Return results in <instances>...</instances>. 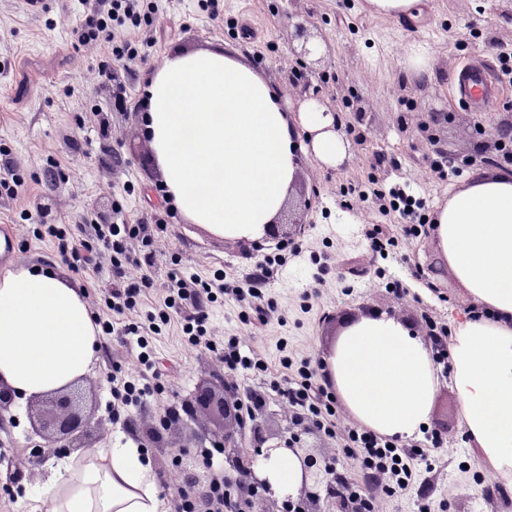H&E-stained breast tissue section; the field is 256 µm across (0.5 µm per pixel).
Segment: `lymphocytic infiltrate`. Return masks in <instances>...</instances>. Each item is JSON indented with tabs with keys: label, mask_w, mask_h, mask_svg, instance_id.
I'll use <instances>...</instances> for the list:
<instances>
[{
	"label": "lymphocytic infiltrate",
	"mask_w": 512,
	"mask_h": 512,
	"mask_svg": "<svg viewBox=\"0 0 512 512\" xmlns=\"http://www.w3.org/2000/svg\"><path fill=\"white\" fill-rule=\"evenodd\" d=\"M79 22L73 38L79 44L106 45L111 64L102 65L99 74L113 87L116 102H125L127 88L118 68L146 62L154 53L157 40L151 28L158 8L156 0H78ZM371 199L382 217L381 223L365 224L361 233L376 252L398 244L400 239L418 236L416 219L425 207L423 198L415 196L409 184L399 181L380 183L369 178ZM168 224L166 215L157 213L136 220L128 219L123 203H115L108 224H87L83 236L94 239V246H70L68 228L63 224H42L34 228L37 238L57 240L61 253L71 256L75 269L98 266L100 251L110 256L112 286L106 289L92 313L102 332L115 336L118 359L112 368V411L121 414L144 404L147 396L160 387L169 368L156 359L152 343L168 335L172 323H179L181 345L219 357L225 369L238 378H269L271 391L282 396L293 413L334 437L342 457L357 460L360 479L353 480L347 471H339L337 488L354 502L357 512H373L377 488L388 496L403 497L419 482L421 472L433 468L431 449L441 448L438 434L429 437V449L415 443L391 441L374 431L341 421L336 410V396L323 362H312L279 339L278 368H271L263 350L242 343L238 337L219 338L207 328L209 311L223 299L232 300L238 316L246 320L252 334H260L277 310L273 299L262 290L263 283L274 279L278 271L262 266L260 273L246 282L228 280L223 270L212 277L188 272H173L163 284L149 276L131 282L126 269L153 260V244Z\"/></svg>",
	"instance_id": "lymphocytic-infiltrate-1"
}]
</instances>
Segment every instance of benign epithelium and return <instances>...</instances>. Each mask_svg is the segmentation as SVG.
I'll return each mask as SVG.
<instances>
[{
    "mask_svg": "<svg viewBox=\"0 0 512 512\" xmlns=\"http://www.w3.org/2000/svg\"><path fill=\"white\" fill-rule=\"evenodd\" d=\"M290 41L297 42L292 47L296 69L292 71L289 85L300 101L313 99L319 104L325 101L317 90L311 89L306 75L314 74L333 53V46L319 30L305 26L296 27ZM355 124L341 126L334 122L337 131L350 135L355 125L363 124L367 109L362 100L352 107ZM512 116L504 114L491 126L486 127L479 120L471 125V135L480 138L481 147H473L467 159H497V164L512 163ZM292 224H268L265 237L277 240L284 247L293 241ZM84 393L80 380H75L65 388L51 391L30 400L28 416L33 422L37 435L46 441H63L68 448L88 447L87 438L92 429V415L84 410ZM188 417L195 419L206 417L220 423V429L210 440L213 447L225 448L224 483L232 488L242 487L239 491L242 512H326V508L338 504V512H351L350 503L336 493V470L316 448L300 445L298 433L293 428L302 425L303 419L292 416L285 432H273L266 423H257L252 428V452L247 462L232 452L236 447L237 436L244 429L242 401L230 395L227 384L218 386H199L186 403ZM293 456L301 471V487L297 495L282 496V501L273 499V491L268 478H261L257 471L268 468L279 459ZM180 457L178 491L186 492L193 500L195 512L211 510V477L201 469L196 457L185 447L177 450Z\"/></svg>",
    "mask_w": 512,
    "mask_h": 512,
    "instance_id": "obj_1",
    "label": "benign epithelium"
}]
</instances>
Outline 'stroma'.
<instances>
[{
    "instance_id": "obj_1",
    "label": "stroma",
    "mask_w": 512,
    "mask_h": 512,
    "mask_svg": "<svg viewBox=\"0 0 512 512\" xmlns=\"http://www.w3.org/2000/svg\"><path fill=\"white\" fill-rule=\"evenodd\" d=\"M158 6L152 24L156 50L128 74V106L116 112L112 86L99 75L108 59L106 47L83 46L71 38L78 22L72 0H58L39 16L29 14L22 0H0V143L10 146L15 164L27 175L15 197H0V225H13L17 235V264L62 274L82 291L87 305H94L100 291L112 283L108 254L100 256V271H75L50 241L35 239L21 213H36L47 203L59 223L75 228L90 223L95 211L111 210L129 180L140 187L139 194L127 199L130 218L163 208L156 191L163 178L149 163L143 133L144 88L151 75L170 52L218 44L239 51L278 93H285L293 65L289 34L295 24L310 21L334 47L324 74L312 76L311 83L343 120L353 101L369 102V122L362 127L368 147L352 149L349 161L338 170L311 158L301 162L306 203L297 206L293 218L305 228L290 245L294 258L271 284L278 296L279 319L262 342L269 360H278L276 343L281 337L312 360L325 359L350 312L361 306L396 318L420 339L430 321L450 325L469 310L456 281L438 286L429 269L437 252L432 232L405 243L399 255L383 257L371 251L360 227L379 223L380 218L361 196L367 188L361 177L370 173L382 183L411 181L426 199V222L438 204L447 202L454 179L430 172L435 147L418 124L429 112L459 111L453 85L461 63L490 59L493 48L512 41V18L504 16L506 0H438L435 11L398 18L370 13L367 0H224V17L216 21L199 12L197 0H159ZM417 55L427 60L430 74H412L411 59ZM103 124L108 127L104 136L99 133ZM75 143L80 151H72ZM378 153L395 157L398 168L373 167ZM117 156L124 167L114 166ZM50 158L63 170L52 185L42 180ZM154 249L148 273L159 284L174 271L189 270L206 278L217 268L241 280L278 253L274 242L259 249L178 217L158 236ZM319 276L330 283L328 295L304 309L301 296ZM111 342V337H100L86 374L96 390L94 416L102 423L101 436L90 439L96 449L127 439L109 407ZM156 350L159 356L181 360L182 368L161 391L148 396L133 418L137 444L150 458L159 491L170 503L177 491L174 458L154 448L146 426L196 387L219 384L224 366L214 356L181 349L167 337L157 341ZM427 428L443 440L434 470L401 499L378 494L374 512H512V486L503 487L492 467L480 460L449 382L439 386ZM39 444L42 439L27 414L0 416V448L9 450L11 464L22 476L16 485L0 479V498L17 496L16 512H23L28 492L43 484L50 467L66 455L59 446L36 452Z\"/></svg>"
}]
</instances>
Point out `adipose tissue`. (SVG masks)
<instances>
[{
  "label": "adipose tissue",
  "mask_w": 512,
  "mask_h": 512,
  "mask_svg": "<svg viewBox=\"0 0 512 512\" xmlns=\"http://www.w3.org/2000/svg\"><path fill=\"white\" fill-rule=\"evenodd\" d=\"M145 133L181 216L228 238L261 236L288 199L300 155L340 167L349 143L305 102L289 118L256 68L216 46L176 51L145 90ZM437 244L478 313L456 324L449 376L483 462L512 485V173L476 170L436 213ZM100 330L81 291L49 269L0 276V382L30 397L83 376ZM336 392L372 431L422 433L438 388L425 344L384 314L343 327L327 359ZM31 500L48 512H165L133 443L62 463Z\"/></svg>",
  "instance_id": "ef3b65f1"
}]
</instances>
